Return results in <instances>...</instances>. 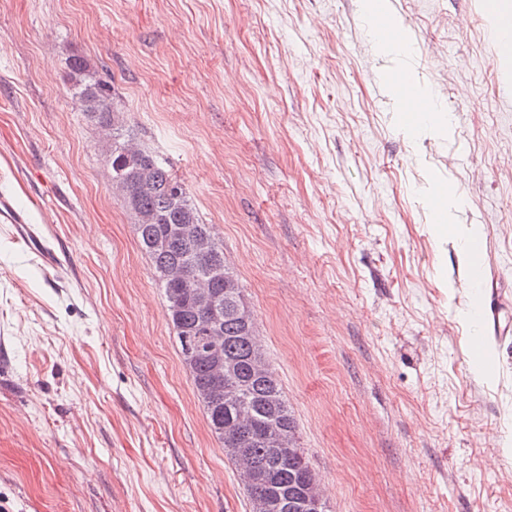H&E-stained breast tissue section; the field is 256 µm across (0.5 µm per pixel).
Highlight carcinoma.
Segmentation results:
<instances>
[{"mask_svg": "<svg viewBox=\"0 0 512 512\" xmlns=\"http://www.w3.org/2000/svg\"><path fill=\"white\" fill-rule=\"evenodd\" d=\"M88 116L109 131L111 142L104 159L112 178L126 182L123 186L125 203L136 217L135 230L141 248L150 257L154 274L160 281L165 297V311L178 340L181 357L187 366L197 396L203 404L211 432L224 447L233 463H238L242 452L263 472L257 483L245 485L250 507L267 492H279L295 499L305 491L306 481L314 477L304 449L297 438V424L288 406L282 385L269 362L255 342V336L244 333L235 312L238 302L245 299L244 289L228 265H223L224 276L210 284L222 306L219 325L224 358L222 363L195 354L189 344L199 336L203 314L196 309L191 289L184 288L169 277V270L177 267L194 276L202 266L192 252V243L200 235L214 237L212 227L201 221L190 200L185 183L172 174L166 162L150 151L136 147L139 161L148 169V178L141 182L133 178L134 167L127 164L123 147L133 142L123 129L112 87L101 81H80L74 85ZM181 227L180 238L168 241L170 230ZM266 365L265 372L254 370V361ZM221 365L224 387L238 390L239 398L231 401L227 392L216 393L212 382L216 365ZM270 422L278 424L289 436L294 452L273 457L272 451L258 437Z\"/></svg>", "mask_w": 512, "mask_h": 512, "instance_id": "1", "label": "carcinoma"}]
</instances>
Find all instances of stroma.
I'll use <instances>...</instances> for the list:
<instances>
[{
	"label": "stroma",
	"mask_w": 512,
	"mask_h": 512,
	"mask_svg": "<svg viewBox=\"0 0 512 512\" xmlns=\"http://www.w3.org/2000/svg\"><path fill=\"white\" fill-rule=\"evenodd\" d=\"M0 0V505L250 512L73 94L79 57L224 246L330 512H512V333L476 356L440 205L512 289L502 0ZM415 89L448 130L404 129ZM492 373L474 377L478 359ZM388 0H362V13L369 24L370 32L375 43L387 54L401 56L410 51V42L404 34H395L396 39H387L382 36L383 29L375 21L382 18L387 12ZM0 222L14 224L17 235L23 241L35 249H40L39 240L29 224H26L4 197L0 198Z\"/></svg>",
	"instance_id": "obj_1"
}]
</instances>
